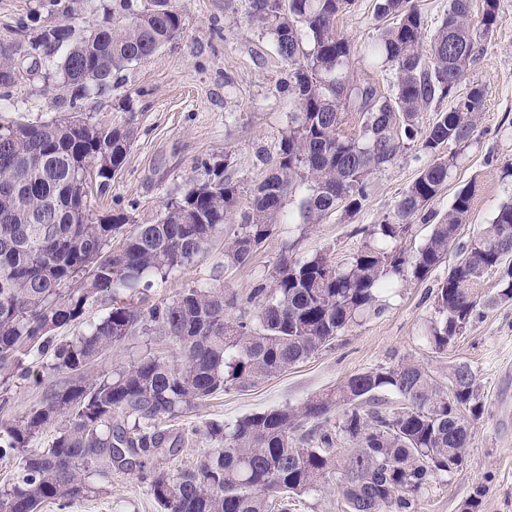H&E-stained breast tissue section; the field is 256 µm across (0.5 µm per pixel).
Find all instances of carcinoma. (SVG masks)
Listing matches in <instances>:
<instances>
[{
	"mask_svg": "<svg viewBox=\"0 0 512 512\" xmlns=\"http://www.w3.org/2000/svg\"><path fill=\"white\" fill-rule=\"evenodd\" d=\"M64 23L29 40L52 58L55 77L74 109L112 79L181 36L174 0H119L112 15L72 39L76 0H54ZM354 0H252L249 21L272 36L288 67L283 87L293 101L288 133L267 176L254 189L241 231L224 245V266L248 264L271 234L285 198L306 186L307 224L328 214L360 210L372 174L402 148L417 144L429 162L380 223L356 232L397 240L448 181L456 154L444 146L468 143L477 127L484 88L456 96L467 65L497 23L499 0H483L471 21V0H448L432 37L412 0H378L377 17L393 19L364 56L394 72L393 93L348 72L357 47L336 28ZM20 77L9 45H0V98ZM453 100L421 132L418 116L433 102ZM358 114V129L342 133L344 113ZM134 139V128L69 119L18 122L0 131V373L27 377L28 360L53 350L48 369L66 375L44 401L0 423V458L18 462L14 480L0 489V512H59L94 493V469L147 474L156 458L174 456L181 440L161 427L220 391L248 388L288 372L329 347L353 322L377 310L391 273L421 281L448 255L467 223L472 190L455 195L442 221L412 255L367 247L349 266L336 268L315 255L284 259L274 285L253 289L246 301L222 288H185L162 307H142L123 294L149 286L201 257L237 205L239 187L208 171L165 206L149 224H133L121 248L112 238L131 223L123 210L96 214L81 201V173L98 163V192L111 187ZM512 201L461 250L434 295L428 342L445 350L480 316L482 279L500 272V301L512 300ZM82 279L69 293L67 285ZM112 291L108 314L90 330L50 347L53 327L78 320L85 305ZM165 336L177 363L146 354L110 376L86 381L87 367L129 336ZM449 389L422 365L401 358L350 377L337 390L299 407L256 412L226 427L195 430L212 444L197 466L171 478L150 475L147 493L160 512H292L296 498L341 485L347 512H419L428 486L459 470L471 425L483 403L475 374L458 363ZM336 433L326 430L333 412ZM46 448L30 441L49 425ZM352 445L345 453L334 438Z\"/></svg>",
	"mask_w": 512,
	"mask_h": 512,
	"instance_id": "1",
	"label": "carcinoma"
}]
</instances>
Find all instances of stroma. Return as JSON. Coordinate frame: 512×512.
I'll return each mask as SVG.
<instances>
[{
    "mask_svg": "<svg viewBox=\"0 0 512 512\" xmlns=\"http://www.w3.org/2000/svg\"><path fill=\"white\" fill-rule=\"evenodd\" d=\"M376 3L355 0L337 20L339 30L357 46L379 36L383 22L376 16ZM177 5L181 37L120 73L114 90L91 97L85 105L84 115L94 122L128 124L136 130L109 192L92 196L91 206L96 212L126 209L136 223L153 222L170 199L223 161L240 194L206 253L167 278H152L150 287L134 294V301L144 307L160 306L182 289L198 287L221 288L244 298L258 285L273 286L285 257L321 254L332 265L345 267L367 243L359 227L379 223L392 211L427 164V156L415 146L400 152L371 176L360 211L350 216L336 212L321 223L308 224L301 215L300 195L287 197L271 235L251 262L225 267L224 243L239 231L251 207L252 190L268 172L257 154H274L288 130L293 107L282 87L286 65L265 27L248 21L251 0H177ZM30 16L42 27L63 22L50 0H0V43L14 46L21 71L10 97L0 100V127L71 115L45 69L33 68L29 41L16 31L18 22ZM475 84L484 86L485 99L474 136L457 148L447 184L413 217L410 231L393 242V249L416 252L463 186H472L474 195L469 220L450 246L454 253L512 198V0H499L494 32L468 65L458 95H466ZM124 94L131 95L133 111L117 109L116 101ZM447 269V263H440L419 282L390 276L388 287L378 295V313L350 325L331 346L287 373L250 388L217 393L167 422V429L181 436L182 449L174 457L155 461L153 472L175 476L193 467L210 449L198 435L208 423H231L254 412L300 406L399 356L424 364L443 384L451 367L463 362L476 375L484 411L471 429L464 465L430 487L420 512H465L474 498L481 502L478 512H512V300L497 301L499 275L487 273L484 295L489 305L448 349L436 350L427 335L435 316L437 284ZM149 352L170 357L176 347L163 336H133L95 361L86 375L97 379ZM56 380L49 372L37 383L17 376L0 380V421L40 404ZM94 484L96 493L73 503L67 512H158L138 473L116 471L111 479L98 478Z\"/></svg>",
    "mask_w": 512,
    "mask_h": 512,
    "instance_id": "stroma-1",
    "label": "stroma"
}]
</instances>
